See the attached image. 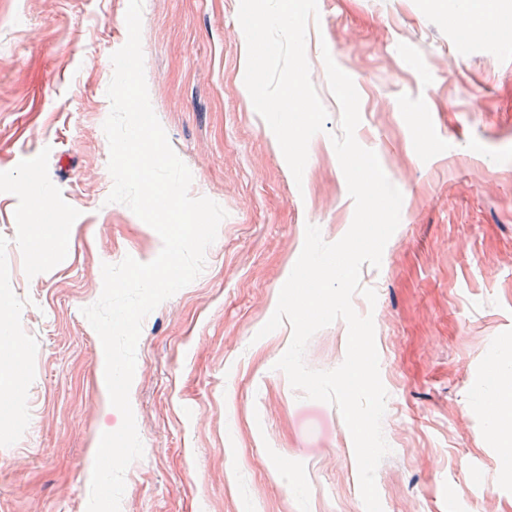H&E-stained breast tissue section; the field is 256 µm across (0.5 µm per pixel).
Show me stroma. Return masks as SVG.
I'll list each match as a JSON object with an SVG mask.
<instances>
[{
    "label": "stroma",
    "mask_w": 512,
    "mask_h": 512,
    "mask_svg": "<svg viewBox=\"0 0 512 512\" xmlns=\"http://www.w3.org/2000/svg\"><path fill=\"white\" fill-rule=\"evenodd\" d=\"M240 0H143L152 108L193 176L227 213L202 273L147 315L130 403L142 458L120 512H365L351 434L332 404L301 398L275 364L292 330L259 331L314 224L326 242L354 203L330 137L341 109L323 52L360 97L358 143L403 195L380 267L363 266L391 449L383 512H512V467L485 406L512 364V41L464 47L458 0H317L310 78L328 112L295 181L244 83ZM128 0H0V291L24 353L0 365V512H87L95 451L123 417L103 393L104 351L82 313L103 264L157 257L158 233L108 202L103 123ZM39 185L61 226L30 254ZM338 320L305 362L345 359Z\"/></svg>",
    "instance_id": "stroma-1"
}]
</instances>
